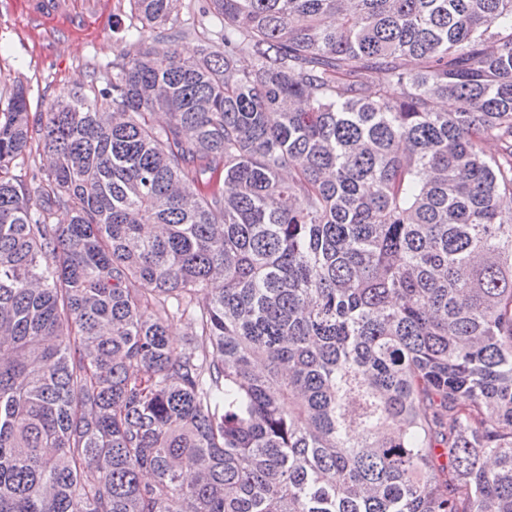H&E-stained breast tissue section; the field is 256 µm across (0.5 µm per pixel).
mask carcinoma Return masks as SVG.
<instances>
[{
    "instance_id": "obj_1",
    "label": "carcinoma",
    "mask_w": 512,
    "mask_h": 512,
    "mask_svg": "<svg viewBox=\"0 0 512 512\" xmlns=\"http://www.w3.org/2000/svg\"><path fill=\"white\" fill-rule=\"evenodd\" d=\"M178 2L0 120V512H512V0ZM176 29L181 31L174 46L186 58L194 57L206 42H219L218 33L224 31L221 18L209 17L201 20L197 0H180ZM50 161V156L42 150L38 151L34 143L31 153H26L15 160L12 165L11 174L24 181L31 190L32 196L35 197L39 182L31 179L32 173L47 169Z\"/></svg>"
}]
</instances>
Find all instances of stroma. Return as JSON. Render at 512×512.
Returning <instances> with one entry per match:
<instances>
[{
    "label": "stroma",
    "instance_id": "stroma-1",
    "mask_svg": "<svg viewBox=\"0 0 512 512\" xmlns=\"http://www.w3.org/2000/svg\"><path fill=\"white\" fill-rule=\"evenodd\" d=\"M85 35L63 25L33 20L23 0H0V113L5 112L15 84L27 91L29 113L47 111L57 99L81 91L98 97L112 80V65L129 43L128 33L140 29L146 40L154 33L142 26L129 0H110L105 14L89 15ZM175 46L184 57L201 45L217 42L222 19L201 18L197 0H180Z\"/></svg>",
    "mask_w": 512,
    "mask_h": 512
}]
</instances>
